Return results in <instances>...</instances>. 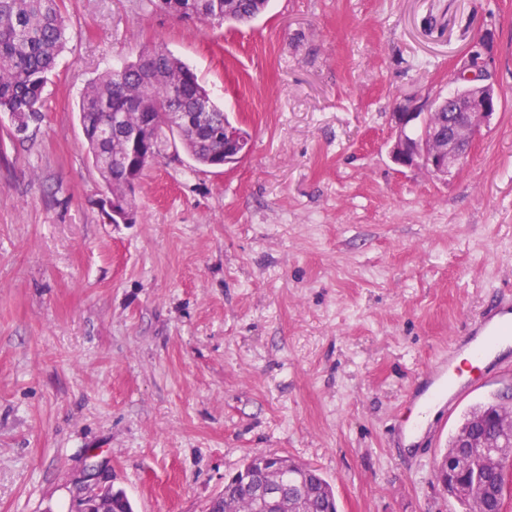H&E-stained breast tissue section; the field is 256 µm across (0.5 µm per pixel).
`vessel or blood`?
I'll return each instance as SVG.
<instances>
[{"label": "vessel or blood", "instance_id": "obj_1", "mask_svg": "<svg viewBox=\"0 0 512 512\" xmlns=\"http://www.w3.org/2000/svg\"><path fill=\"white\" fill-rule=\"evenodd\" d=\"M512 341V295H497L491 309L480 313L463 336L448 351L449 361L418 378L415 403L428 409V416H416L415 428L423 432L442 429L460 399L471 393L478 385L477 379H462L460 370L453 361L459 353H468L476 368L492 373L512 367L498 351L504 340Z\"/></svg>", "mask_w": 512, "mask_h": 512}]
</instances>
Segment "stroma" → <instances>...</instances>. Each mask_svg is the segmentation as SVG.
Instances as JSON below:
<instances>
[{
  "label": "stroma",
  "instance_id": "1",
  "mask_svg": "<svg viewBox=\"0 0 512 512\" xmlns=\"http://www.w3.org/2000/svg\"><path fill=\"white\" fill-rule=\"evenodd\" d=\"M44 118L0 114V512H76L108 474L133 512H207L245 458L310 464L339 512H458L394 427L411 387L512 292V0H269L248 25L66 0ZM488 45L502 105L448 175L389 155L400 112ZM161 45L252 137L238 164L165 150L110 223L87 84Z\"/></svg>",
  "mask_w": 512,
  "mask_h": 512
}]
</instances>
